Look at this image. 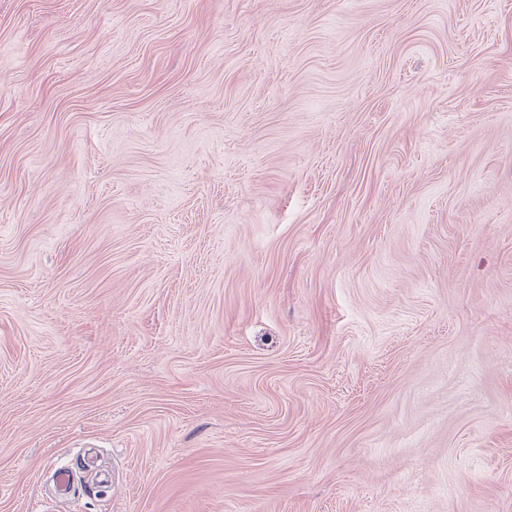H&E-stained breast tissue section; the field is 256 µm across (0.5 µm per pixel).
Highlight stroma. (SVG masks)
Masks as SVG:
<instances>
[{
    "mask_svg": "<svg viewBox=\"0 0 512 512\" xmlns=\"http://www.w3.org/2000/svg\"><path fill=\"white\" fill-rule=\"evenodd\" d=\"M0 512H512V0H0Z\"/></svg>",
    "mask_w": 512,
    "mask_h": 512,
    "instance_id": "1",
    "label": "stroma"
}]
</instances>
